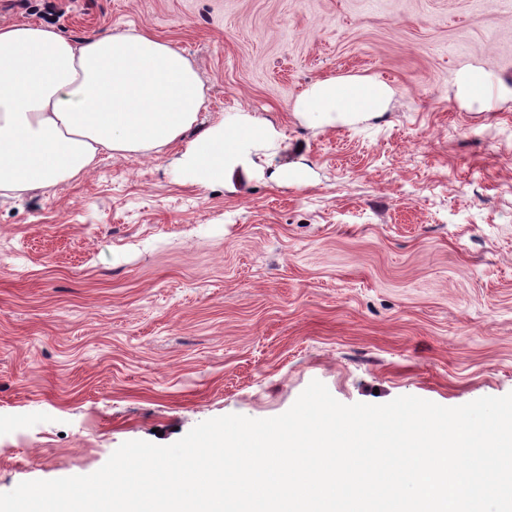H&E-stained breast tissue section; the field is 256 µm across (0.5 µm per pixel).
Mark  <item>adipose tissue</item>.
Wrapping results in <instances>:
<instances>
[{
    "instance_id": "adipose-tissue-1",
    "label": "adipose tissue",
    "mask_w": 512,
    "mask_h": 512,
    "mask_svg": "<svg viewBox=\"0 0 512 512\" xmlns=\"http://www.w3.org/2000/svg\"><path fill=\"white\" fill-rule=\"evenodd\" d=\"M393 95L381 81L331 78L310 85L295 109L330 123L384 112ZM205 105L190 61L149 32L75 42L38 24L1 25L0 195L70 184L105 155L181 143L185 181L205 188L224 180L234 156L276 138L240 110L185 142Z\"/></svg>"
}]
</instances>
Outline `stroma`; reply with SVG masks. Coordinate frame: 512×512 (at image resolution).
I'll return each instance as SVG.
<instances>
[{"label": "stroma", "mask_w": 512, "mask_h": 512, "mask_svg": "<svg viewBox=\"0 0 512 512\" xmlns=\"http://www.w3.org/2000/svg\"><path fill=\"white\" fill-rule=\"evenodd\" d=\"M53 2L0 0V24L149 31L204 84L195 132L241 109L278 146L206 189L167 147L0 196V493L278 416L315 379L344 404L512 393V0ZM469 64L484 104L455 96ZM347 76L391 85L387 111L295 112Z\"/></svg>", "instance_id": "stroma-1"}]
</instances>
